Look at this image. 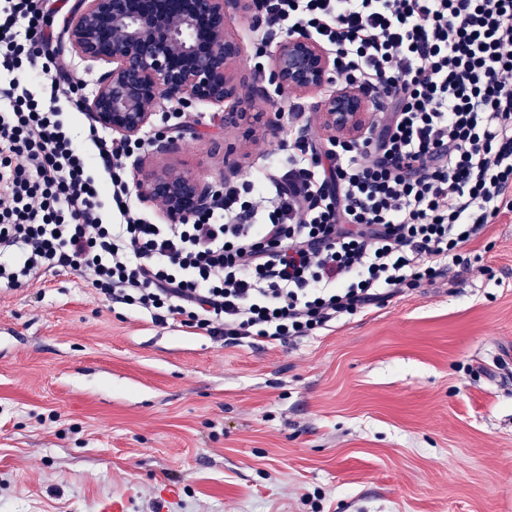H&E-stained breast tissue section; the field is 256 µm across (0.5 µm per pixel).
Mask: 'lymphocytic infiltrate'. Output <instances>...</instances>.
I'll list each match as a JSON object with an SVG mask.
<instances>
[{
  "instance_id": "lymphocytic-infiltrate-1",
  "label": "lymphocytic infiltrate",
  "mask_w": 512,
  "mask_h": 512,
  "mask_svg": "<svg viewBox=\"0 0 512 512\" xmlns=\"http://www.w3.org/2000/svg\"><path fill=\"white\" fill-rule=\"evenodd\" d=\"M269 30L333 51L340 89L387 106L357 139L299 124L286 159L181 224L131 217L126 156L60 105L58 0H0V284L70 271L156 325L227 346L305 336L440 278L512 211V0H266ZM35 74L41 95L26 82Z\"/></svg>"
}]
</instances>
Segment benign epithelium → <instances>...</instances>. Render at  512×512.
Returning <instances> with one entry per match:
<instances>
[{"instance_id": "1", "label": "benign epithelium", "mask_w": 512, "mask_h": 512, "mask_svg": "<svg viewBox=\"0 0 512 512\" xmlns=\"http://www.w3.org/2000/svg\"><path fill=\"white\" fill-rule=\"evenodd\" d=\"M263 6V0H79L66 24L69 47L82 59L110 65L85 98L86 111L120 140L133 141L155 124L165 100L230 103L216 119L239 128L258 122L252 107L257 98L268 100V84L299 96L322 90L335 67L333 53L313 39L292 37L276 42L269 72L255 75L251 97L240 96L232 64L242 46L229 20L240 11L256 19ZM385 105L370 85L315 102L320 126L342 139L359 137ZM137 188L170 223L213 206L218 197L213 184L171 169L146 174Z\"/></svg>"}]
</instances>
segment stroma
<instances>
[{
	"instance_id": "1",
	"label": "stroma",
	"mask_w": 512,
	"mask_h": 512,
	"mask_svg": "<svg viewBox=\"0 0 512 512\" xmlns=\"http://www.w3.org/2000/svg\"><path fill=\"white\" fill-rule=\"evenodd\" d=\"M229 31L248 94L259 43ZM279 95L239 157L288 136ZM186 108L158 157L223 186L241 129ZM484 272L434 283L285 342L228 347L103 301L72 273L0 288V512H512V212L463 244Z\"/></svg>"
}]
</instances>
